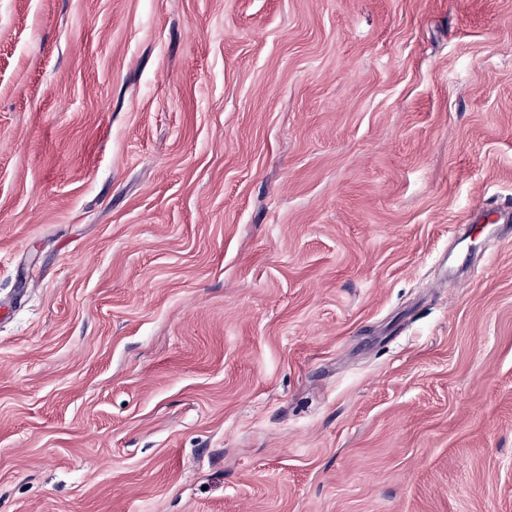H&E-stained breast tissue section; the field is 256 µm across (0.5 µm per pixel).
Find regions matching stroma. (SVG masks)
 <instances>
[{"mask_svg":"<svg viewBox=\"0 0 512 512\" xmlns=\"http://www.w3.org/2000/svg\"><path fill=\"white\" fill-rule=\"evenodd\" d=\"M0 512H512V0H0Z\"/></svg>","mask_w":512,"mask_h":512,"instance_id":"1","label":"stroma"}]
</instances>
